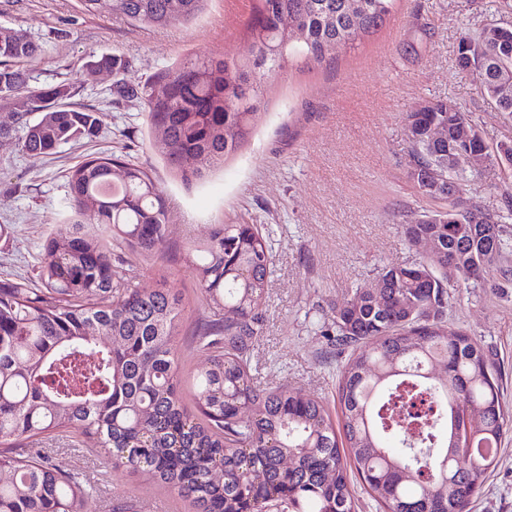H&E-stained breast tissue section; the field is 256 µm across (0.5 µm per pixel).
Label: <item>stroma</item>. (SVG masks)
I'll use <instances>...</instances> for the list:
<instances>
[{
    "label": "stroma",
    "mask_w": 512,
    "mask_h": 512,
    "mask_svg": "<svg viewBox=\"0 0 512 512\" xmlns=\"http://www.w3.org/2000/svg\"><path fill=\"white\" fill-rule=\"evenodd\" d=\"M256 0H207L193 20L167 29L87 14L78 0H0V25L20 28L43 49L24 69L31 83L79 76L90 56L110 53L125 68L104 72L77 101L99 111L96 137L50 156L24 154L0 139V279L31 277L46 234L67 216L68 169L97 154L126 156L147 168L168 197L171 235L163 252L125 254L117 276L141 288L159 280L181 298L176 356L182 372L204 367L200 344L210 310L193 269L179 259L215 224H258L269 236L273 268L264 322L252 350L254 378L336 403L338 370L347 356L326 330L332 309L355 289L377 283L383 267L423 256L402 234L407 214L446 209L421 196L409 177L405 117L420 104L450 101L465 112L493 159L459 181L470 204L492 210L512 201V165L495 160L512 144V113L500 111L472 72L457 65L462 35L489 23L512 24V0H395L391 17L330 63L291 59L265 79L255 131L205 180L183 184L150 147L147 117L117 83H144L196 56L251 59L247 30ZM446 318L487 345L502 372L512 408V249L484 280L448 285ZM42 449L52 463L93 487L80 512H192L189 502L145 471L113 470L95 437L69 433L19 441L13 455ZM470 512H512V432Z\"/></svg>",
    "instance_id": "1"
}]
</instances>
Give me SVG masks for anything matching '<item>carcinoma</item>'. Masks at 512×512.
<instances>
[{
    "label": "carcinoma",
    "instance_id": "obj_1",
    "mask_svg": "<svg viewBox=\"0 0 512 512\" xmlns=\"http://www.w3.org/2000/svg\"><path fill=\"white\" fill-rule=\"evenodd\" d=\"M205 0H78L83 12L167 28ZM394 0H258L248 24L253 59L197 57L117 93L139 100L157 134L150 149L181 182L202 179L251 133L265 75L293 55L315 64L377 31ZM482 43L487 95L512 113V33ZM27 32L0 26V138L20 152L53 154L96 136L98 112L74 102L111 54L78 78L32 85L23 62L40 52ZM467 121L435 102L406 115L413 164L449 180L448 142L433 125ZM196 167L186 169L184 156ZM66 222L43 240L35 279H0V445L59 432L92 435L116 468L146 470L194 512H355L352 475L384 512H469L495 468L512 413L489 347L448 330V263L467 274L497 267L509 248L508 214L473 207L475 224L410 217L405 240L435 242L423 260L383 269L382 288L336 303V344L350 349L336 387L339 411L287 388L261 390L251 350L263 326L272 272L268 236L255 224H215L182 253L213 319L202 334L205 368L182 377L174 336L180 299L116 276L112 251L149 256L169 236L167 203L149 171L114 155L67 173ZM110 297L108 305L101 299ZM101 336L112 345L102 347ZM444 367L434 374L433 364ZM196 411L183 402L184 384ZM221 474L216 478L215 474ZM91 486L36 455H0V512H79Z\"/></svg>",
    "mask_w": 512,
    "mask_h": 512
}]
</instances>
